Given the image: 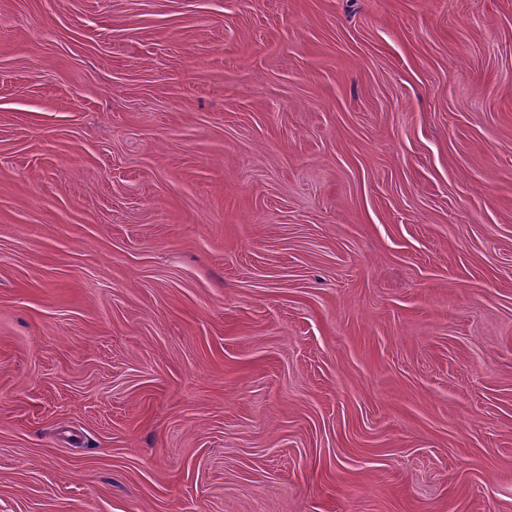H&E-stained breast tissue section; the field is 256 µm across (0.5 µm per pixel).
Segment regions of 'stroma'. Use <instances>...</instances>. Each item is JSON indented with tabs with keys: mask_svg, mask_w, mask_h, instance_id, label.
I'll use <instances>...</instances> for the list:
<instances>
[{
	"mask_svg": "<svg viewBox=\"0 0 512 512\" xmlns=\"http://www.w3.org/2000/svg\"><path fill=\"white\" fill-rule=\"evenodd\" d=\"M0 512H512V0H0Z\"/></svg>",
	"mask_w": 512,
	"mask_h": 512,
	"instance_id": "35a3bbf8",
	"label": "stroma"
}]
</instances>
